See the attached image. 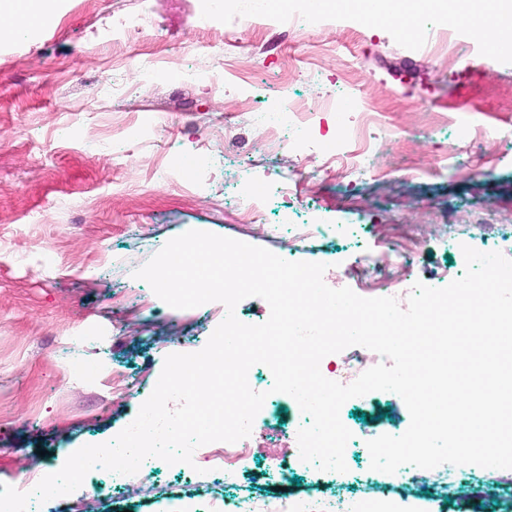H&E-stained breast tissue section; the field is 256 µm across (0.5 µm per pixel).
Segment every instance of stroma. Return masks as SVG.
Listing matches in <instances>:
<instances>
[{
	"label": "stroma",
	"mask_w": 512,
	"mask_h": 512,
	"mask_svg": "<svg viewBox=\"0 0 512 512\" xmlns=\"http://www.w3.org/2000/svg\"><path fill=\"white\" fill-rule=\"evenodd\" d=\"M148 11L124 52L146 64L208 67L218 84L131 83L108 47L112 18ZM197 0H61L30 37L0 45V483L21 487L57 472L59 451L112 440L151 395L164 360L206 345L224 318L219 302L177 310L133 272L171 238L207 231L322 262L329 287L383 296L380 272L360 263L397 247L409 268L390 274L399 292L442 287L465 272L463 246L512 259V56L491 59L472 26L454 53L436 57L380 21L359 30L355 14L331 11L282 32L231 0L201 33ZM220 57L197 53L202 39ZM312 104L310 146L271 149L248 113L274 108L280 86ZM370 108L396 131L380 169L350 181L339 172L331 113ZM429 128L426 137L416 129ZM134 137H126V129ZM120 140L102 148L103 137ZM261 198L262 224L241 221L242 191ZM297 224H338L335 237L299 240ZM354 346L324 357L322 373L354 381L376 365ZM90 367L76 378L72 362ZM352 432L347 472L302 467L287 439L249 448L237 482L192 464L153 463L148 475L113 485L84 479L52 498L49 512H177L178 497L211 494L258 501L281 490L367 496L368 440L410 424L402 399L372 392L341 408ZM451 512H512L481 497L501 472L461 465Z\"/></svg>",
	"instance_id": "35a3bbf8"
}]
</instances>
